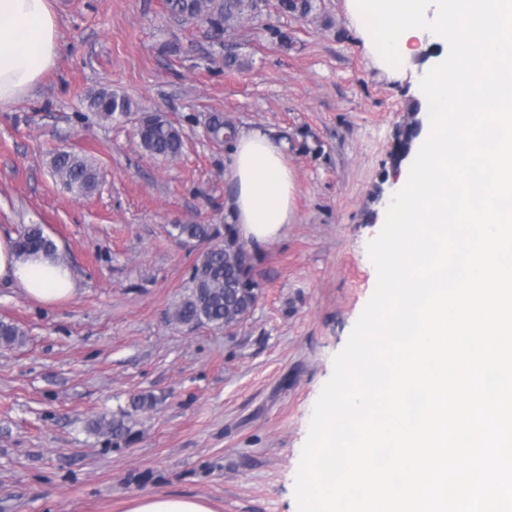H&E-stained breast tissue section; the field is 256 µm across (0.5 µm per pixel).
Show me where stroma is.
Listing matches in <instances>:
<instances>
[{
    "label": "stroma",
    "mask_w": 512,
    "mask_h": 512,
    "mask_svg": "<svg viewBox=\"0 0 512 512\" xmlns=\"http://www.w3.org/2000/svg\"><path fill=\"white\" fill-rule=\"evenodd\" d=\"M52 5L55 68L0 108V234L42 225L76 290L47 305L0 282V319L26 332L0 348V512H127L144 495L297 512L315 402L376 285L367 246L400 181L392 153L414 89L371 66L343 0H312L305 16L267 0L224 35L165 0ZM102 86L165 112L182 154L148 156L136 116H86ZM212 112L286 141L295 176L292 221L252 248L257 301L229 333L168 320L199 253L174 225L227 212ZM63 150L99 168L93 194L56 183L48 162ZM139 393L156 404L128 440L93 431Z\"/></svg>",
    "instance_id": "35a3bbf8"
}]
</instances>
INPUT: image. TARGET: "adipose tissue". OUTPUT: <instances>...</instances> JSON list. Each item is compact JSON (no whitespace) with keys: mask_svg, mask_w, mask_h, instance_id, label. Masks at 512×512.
Here are the masks:
<instances>
[{"mask_svg":"<svg viewBox=\"0 0 512 512\" xmlns=\"http://www.w3.org/2000/svg\"><path fill=\"white\" fill-rule=\"evenodd\" d=\"M59 35L51 0H0V107L27 95L51 70ZM288 145L266 130L252 128L237 136L225 173L233 192L227 205L239 234L260 245L290 223L294 199ZM15 282L31 298L52 304L75 291L69 267L17 255L0 236V280Z\"/></svg>","mask_w":512,"mask_h":512,"instance_id":"1","label":"adipose tissue"}]
</instances>
